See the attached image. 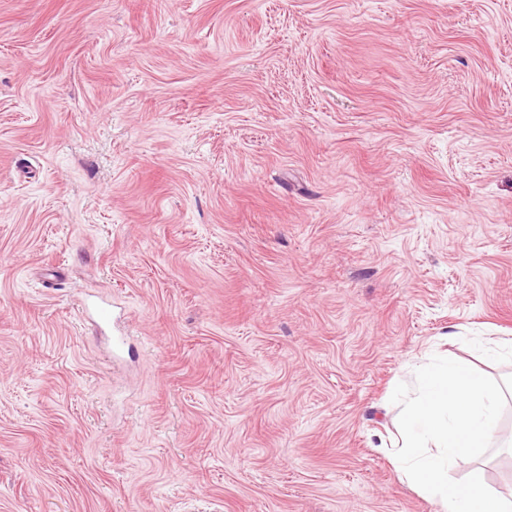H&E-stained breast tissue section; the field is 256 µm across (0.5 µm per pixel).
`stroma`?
I'll list each match as a JSON object with an SVG mask.
<instances>
[{
	"mask_svg": "<svg viewBox=\"0 0 512 512\" xmlns=\"http://www.w3.org/2000/svg\"><path fill=\"white\" fill-rule=\"evenodd\" d=\"M473 336L512 0H0V512H436L390 398Z\"/></svg>",
	"mask_w": 512,
	"mask_h": 512,
	"instance_id": "1",
	"label": "stroma"
}]
</instances>
